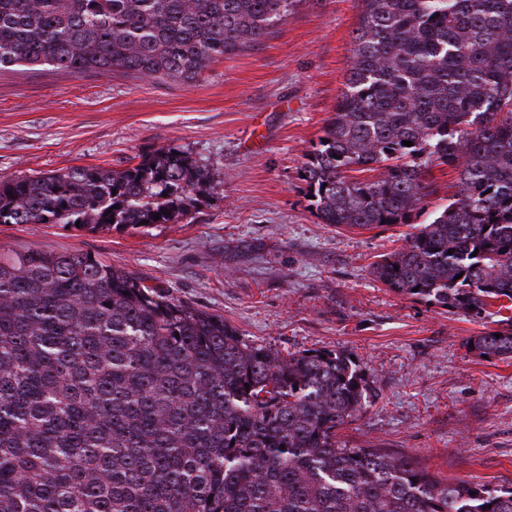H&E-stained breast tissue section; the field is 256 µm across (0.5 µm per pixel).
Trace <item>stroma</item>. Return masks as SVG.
<instances>
[{"label": "stroma", "instance_id": "stroma-1", "mask_svg": "<svg viewBox=\"0 0 512 512\" xmlns=\"http://www.w3.org/2000/svg\"><path fill=\"white\" fill-rule=\"evenodd\" d=\"M360 12L359 0H300L261 43L188 85L121 72L0 75V176L120 171L162 145L210 175L179 223L0 224V249L89 252L222 316L247 342L355 356L371 397L339 430L341 445L405 456L443 479L510 482L512 360L465 345L498 328L500 314L476 320L389 290L371 265L408 226L337 229L302 191L300 168L334 111Z\"/></svg>", "mask_w": 512, "mask_h": 512}]
</instances>
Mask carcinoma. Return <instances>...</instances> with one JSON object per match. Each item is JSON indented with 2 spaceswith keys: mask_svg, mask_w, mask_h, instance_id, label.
Returning a JSON list of instances; mask_svg holds the SVG:
<instances>
[{
  "mask_svg": "<svg viewBox=\"0 0 512 512\" xmlns=\"http://www.w3.org/2000/svg\"><path fill=\"white\" fill-rule=\"evenodd\" d=\"M299 2L0 0V74L189 83ZM361 3L305 195L322 224H410L432 168L457 169L448 204L372 275L479 318L512 303V0ZM208 183L167 146L120 171L0 176V224H176ZM471 340L512 359V318ZM368 398L344 352L256 346L88 252L0 251V512H512V484L339 444Z\"/></svg>",
  "mask_w": 512,
  "mask_h": 512,
  "instance_id": "cac0c4a2",
  "label": "carcinoma"
}]
</instances>
